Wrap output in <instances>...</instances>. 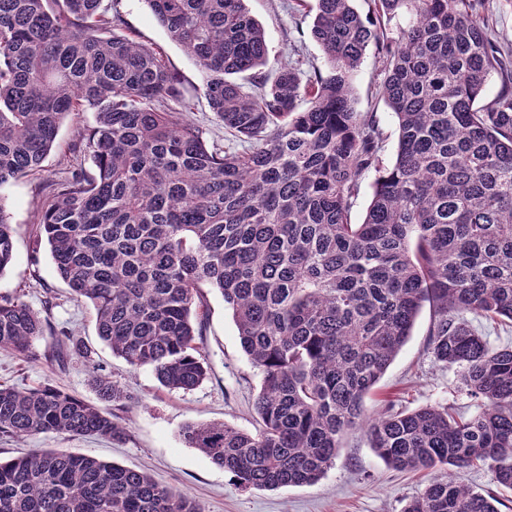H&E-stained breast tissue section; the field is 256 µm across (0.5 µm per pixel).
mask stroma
Instances as JSON below:
<instances>
[{"label":"stroma","instance_id":"obj_1","mask_svg":"<svg viewBox=\"0 0 512 512\" xmlns=\"http://www.w3.org/2000/svg\"><path fill=\"white\" fill-rule=\"evenodd\" d=\"M314 4L315 0H245L250 15L268 37L267 72L276 73L287 60L304 76L322 66L321 50L310 34ZM116 8L124 30L140 44L161 50L167 65L180 74L190 90L189 108L175 102L172 110L187 111L206 141L223 142L227 134L208 105L196 61L169 39L144 0H117ZM479 14L490 37L503 52L512 54V6L505 0H482ZM384 80L376 49H368L353 81L356 107L377 114L386 136L384 156L389 159L397 148L398 130L383 98ZM93 124L90 112L67 120L44 171L0 187V204L16 229V257L0 274V297L21 296L49 324L28 358L0 350V384L20 389L50 384L94 403L98 395L92 376L104 374L128 395L113 409L127 429L126 437L113 441L49 432L17 441L0 435V457L10 459L35 448H53L140 469L160 485L186 493L203 512H403L406 503L433 482L437 470H395L358 431L345 435L334 464L319 481L275 490H240L229 473L188 447L181 433L188 423L221 421L250 433L260 425L254 402L261 374L243 352L232 312L217 291L208 287L202 290L208 317L198 345L208 365V377L195 390L168 391L151 368L131 369L99 339L92 306L71 298L55 272L47 242L38 240L35 231L46 184L64 176L75 161L78 132ZM430 322V310L422 309L410 339L367 397L369 413H378L388 402L399 411L452 405L477 412V402L462 388L456 368L434 359L428 344ZM66 335L82 342L86 350L70 356L61 367L51 362L50 356Z\"/></svg>","mask_w":512,"mask_h":512}]
</instances>
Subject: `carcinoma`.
<instances>
[{"mask_svg": "<svg viewBox=\"0 0 512 512\" xmlns=\"http://www.w3.org/2000/svg\"><path fill=\"white\" fill-rule=\"evenodd\" d=\"M144 3L201 67L238 144L209 145L166 108L188 103L187 88L107 0H0V186L44 170L67 118L95 115L78 133L90 166L50 183L37 229L58 276L92 304L99 338L161 386L192 391L208 376L201 288L218 290L262 374V428L188 424L183 437L241 490L317 482L351 430L397 470L481 464L512 489V346H491L464 319L512 323V68L478 0H373L367 16L354 0H317L325 70L305 81L288 61L265 70L266 33L244 0ZM371 45L398 124L390 164L376 113L357 111L353 95ZM493 72L501 88L484 101ZM15 234L0 205V274ZM426 305L431 353L459 368L479 411L369 416L367 396ZM43 332L25 301L0 299V350L27 358ZM92 383L104 403L126 399L105 377ZM0 432L121 440L126 428L52 385H1ZM497 502L448 473L403 512H498ZM0 512L202 509L142 470L41 449L0 459Z\"/></svg>", "mask_w": 512, "mask_h": 512, "instance_id": "carcinoma-1", "label": "carcinoma"}]
</instances>
